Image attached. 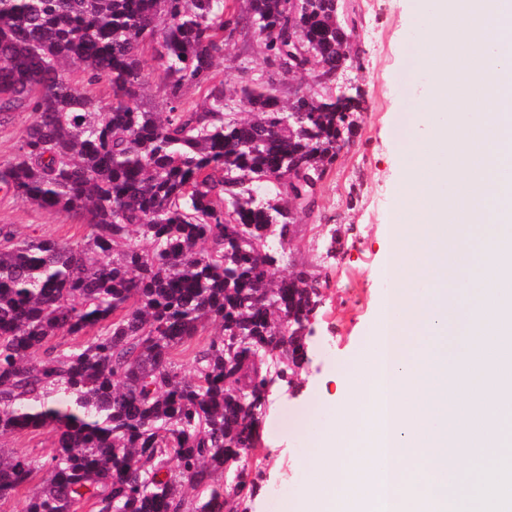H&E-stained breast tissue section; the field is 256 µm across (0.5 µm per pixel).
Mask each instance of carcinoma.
Segmentation results:
<instances>
[{"mask_svg":"<svg viewBox=\"0 0 512 512\" xmlns=\"http://www.w3.org/2000/svg\"><path fill=\"white\" fill-rule=\"evenodd\" d=\"M240 28L279 71L328 84L360 64L341 0H0V126L34 115L0 186L48 213L80 217L73 242L0 226V436L49 428L40 462L0 450V496L44 471L22 512H248L256 447L274 385L306 362L320 276L276 280L292 209L317 202L353 137L361 94L282 102L249 78L247 119L224 113L213 65ZM151 52L168 111L143 105ZM108 81L106 104L70 82ZM193 85L209 106L183 101ZM208 324L219 334L183 375L173 351ZM62 350L57 336H87ZM42 356H37V353ZM234 469V483L213 474Z\"/></svg>","mask_w":512,"mask_h":512,"instance_id":"1","label":"carcinoma"}]
</instances>
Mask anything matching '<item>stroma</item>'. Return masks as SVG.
I'll list each match as a JSON object with an SVG mask.
<instances>
[{"label": "stroma", "instance_id": "stroma-1", "mask_svg": "<svg viewBox=\"0 0 512 512\" xmlns=\"http://www.w3.org/2000/svg\"><path fill=\"white\" fill-rule=\"evenodd\" d=\"M358 25L355 41L360 66L338 74L336 86L358 88L363 99L355 136L327 172L313 211L295 216L294 232L284 243L282 271L306 266L325 276V300L311 321L310 361L292 387L274 389L261 425V440L247 457L261 471L263 487L249 503L250 512H287L306 486L320 476L315 441L328 408H345L347 396L336 372L366 345L373 334L387 287L384 268L391 225L413 218L397 207L402 171L401 139L412 113L422 108L429 79L416 73L413 24L415 0H352ZM215 72L234 117H246L249 105L240 94L241 77H276L261 38L239 30L227 42ZM19 237L76 240L85 232L67 212L47 213L0 189V225ZM300 411L290 429L272 432L281 405Z\"/></svg>", "mask_w": 512, "mask_h": 512}]
</instances>
